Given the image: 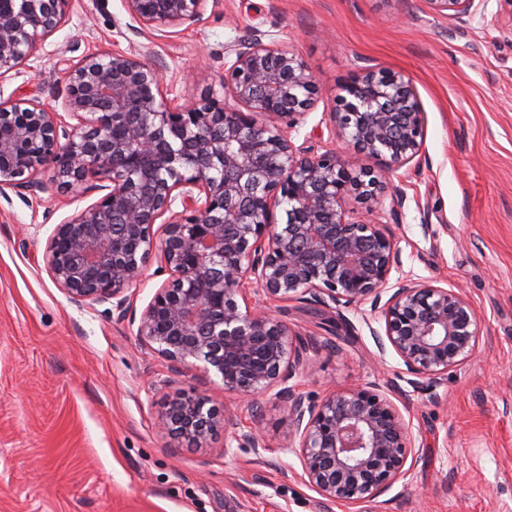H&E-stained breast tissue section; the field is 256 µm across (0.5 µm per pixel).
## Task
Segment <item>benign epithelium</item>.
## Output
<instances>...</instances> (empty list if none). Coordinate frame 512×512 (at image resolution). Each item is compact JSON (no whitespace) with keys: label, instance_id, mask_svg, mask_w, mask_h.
<instances>
[{"label":"benign epithelium","instance_id":"benign-epithelium-1","mask_svg":"<svg viewBox=\"0 0 512 512\" xmlns=\"http://www.w3.org/2000/svg\"><path fill=\"white\" fill-rule=\"evenodd\" d=\"M72 2L0 0V79L30 60ZM208 2L123 0L139 30L161 32L192 25ZM423 2L458 24L487 5ZM225 54L222 99L202 94L173 106L162 70L118 49L66 63L59 109L27 94L0 98V192L40 191L46 170L62 192H104L50 235L54 283L75 304H112L106 312L137 324L138 340L176 374L200 373L252 408L276 390L284 450L301 477L328 503L362 506L408 473L409 424L378 385L320 399L299 392L292 380L309 344L266 302L308 295L347 309L370 304L380 355L393 351L416 388L475 356L479 316L465 291L408 277L390 283L402 266L392 233L347 208L351 198L368 207L388 199L394 213L404 207L392 176L419 155L425 112L403 74L365 68L337 87L330 113L348 153H315L291 139L322 93L310 66L258 29ZM62 112L74 123L62 125ZM155 256L168 277L138 318L126 292ZM252 279L261 290L254 301L244 288ZM159 426L196 448L220 431L226 448H268L258 416L244 426L236 405L219 407L204 390L171 399Z\"/></svg>","mask_w":512,"mask_h":512}]
</instances>
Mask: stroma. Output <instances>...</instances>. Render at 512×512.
<instances>
[{
	"instance_id": "1",
	"label": "stroma",
	"mask_w": 512,
	"mask_h": 512,
	"mask_svg": "<svg viewBox=\"0 0 512 512\" xmlns=\"http://www.w3.org/2000/svg\"><path fill=\"white\" fill-rule=\"evenodd\" d=\"M512 0H489L459 29L423 0H212L188 29L137 30L122 0H74L26 66L0 83L54 104L65 61L117 48L157 63L181 105L224 94V49L274 34L323 95L295 145L344 151L329 121L336 87L365 67L412 81L426 114L419 155L395 178L407 199L381 211L402 272L465 289L480 319L476 356L433 391L379 354L369 306L274 301L314 349L301 392L376 384L396 391L418 459L371 512H512ZM77 209L70 194L0 195V512H354L325 506L283 452L274 392L258 399L268 448H195L158 427L163 362L103 306L71 303L45 270L47 240Z\"/></svg>"
}]
</instances>
